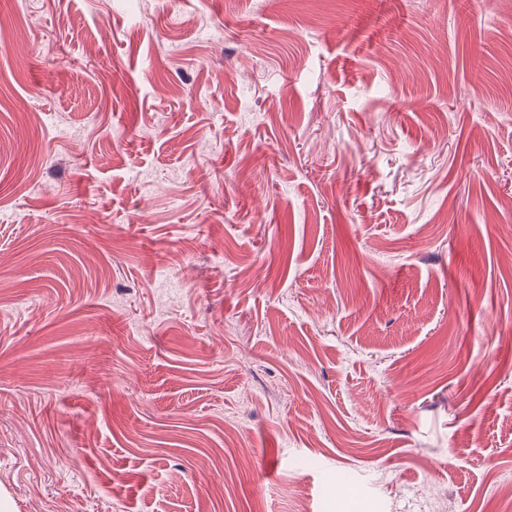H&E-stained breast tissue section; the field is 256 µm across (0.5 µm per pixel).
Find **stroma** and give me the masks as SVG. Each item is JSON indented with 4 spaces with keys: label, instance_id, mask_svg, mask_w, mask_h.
<instances>
[{
    "label": "stroma",
    "instance_id": "1",
    "mask_svg": "<svg viewBox=\"0 0 512 512\" xmlns=\"http://www.w3.org/2000/svg\"><path fill=\"white\" fill-rule=\"evenodd\" d=\"M512 0H0L14 512L512 491Z\"/></svg>",
    "mask_w": 512,
    "mask_h": 512
}]
</instances>
